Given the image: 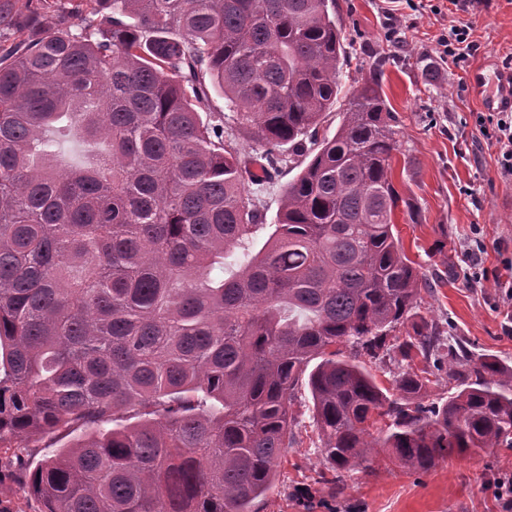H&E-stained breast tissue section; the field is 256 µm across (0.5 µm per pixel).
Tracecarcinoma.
<instances>
[{"label":"carcinoma","instance_id":"1","mask_svg":"<svg viewBox=\"0 0 512 512\" xmlns=\"http://www.w3.org/2000/svg\"><path fill=\"white\" fill-rule=\"evenodd\" d=\"M83 13L99 21L76 34ZM10 37L0 448L70 438L26 472L43 512H260L304 379L333 497L380 454L426 473L512 447V366L413 320L428 284L393 233L378 75L320 135L341 91L336 0H0ZM211 87L259 171L202 116ZM61 138L85 146L79 163H59ZM286 168L267 224L245 179ZM391 353L393 393L363 360Z\"/></svg>","mask_w":512,"mask_h":512}]
</instances>
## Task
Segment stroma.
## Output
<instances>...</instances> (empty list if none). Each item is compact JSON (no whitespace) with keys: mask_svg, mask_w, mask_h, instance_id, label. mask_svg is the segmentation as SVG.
<instances>
[{"mask_svg":"<svg viewBox=\"0 0 512 512\" xmlns=\"http://www.w3.org/2000/svg\"><path fill=\"white\" fill-rule=\"evenodd\" d=\"M440 13L411 10L406 0H336L350 64L340 67L341 92L321 133L334 135L348 97L361 79L380 71L382 94L397 117L400 149L392 181L404 200L392 216L406 254L430 285L421 317L451 324L453 336L476 352L512 366V305L495 286L512 261V182L502 179L498 154L476 124L484 110L469 84L487 59L512 55V0L466 14L473 50L464 67L444 62L438 39L453 16L448 0H433ZM307 386L293 406L295 443L282 476L268 493L264 512H501L491 490L512 475V448L478 456L451 455L427 473L412 474L378 459L344 476L348 491L336 500L316 482L326 463L312 432ZM59 444L44 439L27 452L0 451V512H42L17 470L35 466Z\"/></svg>","mask_w":512,"mask_h":512,"instance_id":"35a3bbf8","label":"stroma"}]
</instances>
